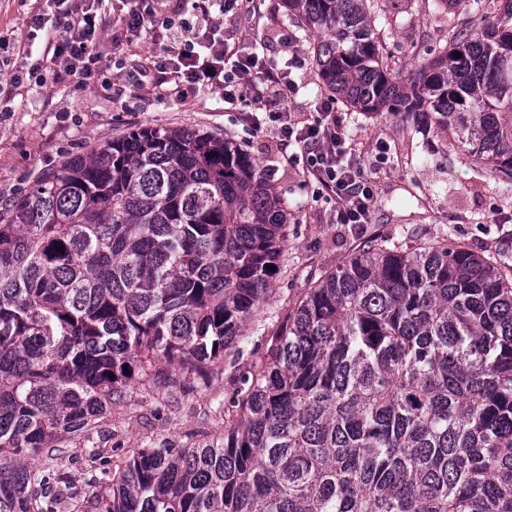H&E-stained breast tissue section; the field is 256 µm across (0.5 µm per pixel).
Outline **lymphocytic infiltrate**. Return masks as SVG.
I'll list each match as a JSON object with an SVG mask.
<instances>
[{
	"instance_id": "obj_1",
	"label": "lymphocytic infiltrate",
	"mask_w": 512,
	"mask_h": 512,
	"mask_svg": "<svg viewBox=\"0 0 512 512\" xmlns=\"http://www.w3.org/2000/svg\"><path fill=\"white\" fill-rule=\"evenodd\" d=\"M154 2L129 0L121 18L128 33H163L148 63L129 72V91L138 90L147 80L165 86L167 95L177 99L206 88L218 89L225 111L239 113L245 126L255 132L274 128L281 142L297 146L303 174L319 195L332 201L336 223H368L372 181L361 157L346 143L334 99H317L309 123L301 126L286 106L285 94L295 87L292 71L303 65L294 52L295 34L285 30L279 36L290 53L280 66L266 52L224 33L223 16L258 15L256 0H193L188 11L176 0L164 13L157 11ZM99 3L55 0L59 22L52 26L42 14L33 15L35 30L45 34L42 57L16 67L12 82L44 85V67L49 64L55 79L69 77L79 86H89L101 73L98 46L107 24L98 12Z\"/></svg>"
}]
</instances>
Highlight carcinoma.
Wrapping results in <instances>:
<instances>
[{
  "mask_svg": "<svg viewBox=\"0 0 512 512\" xmlns=\"http://www.w3.org/2000/svg\"><path fill=\"white\" fill-rule=\"evenodd\" d=\"M283 3L341 103L512 180V0H475L481 23L403 78L382 64L374 0ZM286 225L255 157L184 128L106 138L15 202L0 512L75 498L58 441L153 362L209 378L272 289ZM237 404L220 443L133 452L98 512H512V271L462 244L370 239L288 314Z\"/></svg>",
  "mask_w": 512,
  "mask_h": 512,
  "instance_id": "carcinoma-1",
  "label": "carcinoma"
}]
</instances>
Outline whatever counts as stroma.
I'll return each mask as SVG.
<instances>
[{"mask_svg": "<svg viewBox=\"0 0 512 512\" xmlns=\"http://www.w3.org/2000/svg\"><path fill=\"white\" fill-rule=\"evenodd\" d=\"M375 9L383 60L400 74L443 47L449 27L475 18L470 0H457L449 11L440 0H408L402 11L380 0ZM53 10L51 0H0V35L6 39L0 58L12 63L40 57L42 34L31 28L30 18ZM126 10L123 0H103L100 6L108 21L99 47L106 80L85 89L69 79L15 86L9 71H0V102L7 105L0 112V213L43 175L105 138L137 128H186L231 139L263 166H275L272 183L288 205V232L270 298L209 379L185 384L175 380L167 365H157L152 376L136 377L123 401L89 435L63 440L74 457L68 478L79 495L61 501L56 512H78L79 504L96 503L128 450L191 448L223 440L224 409L231 407L251 365L266 356L291 309L366 240L395 238L413 247L445 237L481 255L501 253L512 259V180L465 162L457 149L410 129L398 115L371 117L337 106L344 135L371 173L374 199L369 223L336 224L330 220L331 203L317 195L288 150L277 148L274 130L248 132L237 113L225 111L217 90L175 100L148 84L130 96L122 73L112 66V49L120 47L131 66L144 63L154 44L151 36L126 33L120 23ZM286 24L281 0H260L258 18L228 20L224 26L231 37L270 42ZM297 48L306 62L293 71L300 90L286 102L303 120L321 89L308 38H301ZM93 448L108 451L96 467L86 461Z\"/></svg>", "mask_w": 512, "mask_h": 512, "instance_id": "35a3bbf8", "label": "stroma"}]
</instances>
